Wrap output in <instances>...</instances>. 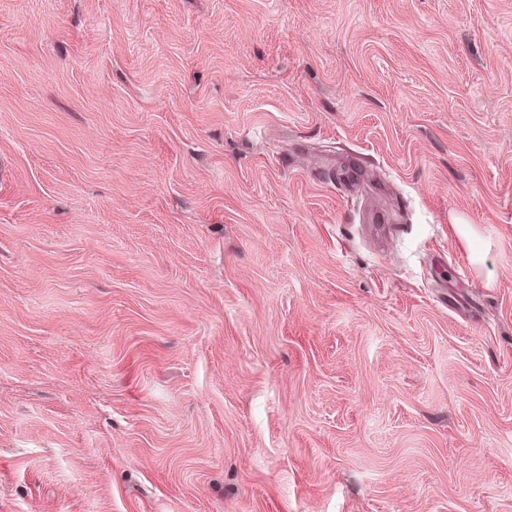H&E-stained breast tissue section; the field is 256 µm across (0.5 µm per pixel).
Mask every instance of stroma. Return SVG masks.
<instances>
[{
	"label": "stroma",
	"mask_w": 512,
	"mask_h": 512,
	"mask_svg": "<svg viewBox=\"0 0 512 512\" xmlns=\"http://www.w3.org/2000/svg\"><path fill=\"white\" fill-rule=\"evenodd\" d=\"M0 512H512V0H0Z\"/></svg>",
	"instance_id": "obj_1"
}]
</instances>
